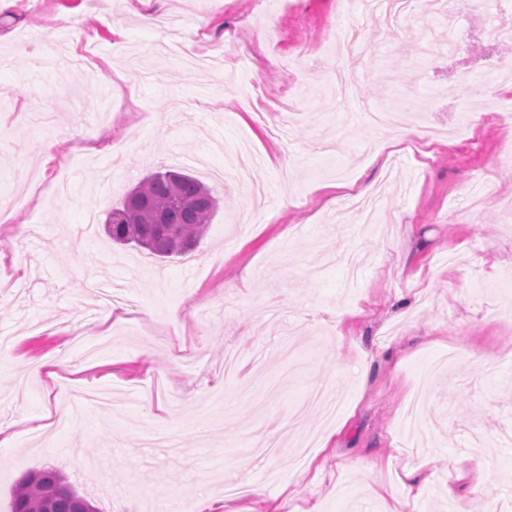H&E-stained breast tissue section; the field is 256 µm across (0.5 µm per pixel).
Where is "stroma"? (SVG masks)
I'll list each match as a JSON object with an SVG mask.
<instances>
[{
	"mask_svg": "<svg viewBox=\"0 0 512 512\" xmlns=\"http://www.w3.org/2000/svg\"><path fill=\"white\" fill-rule=\"evenodd\" d=\"M482 2L451 24L428 0L391 23L377 0L341 19L336 0H153L188 49L249 47L251 69L217 75L162 57L168 35L141 25L140 0L107 16L96 0H0V421L58 405L51 380L18 388L35 362L113 402L0 445V512L43 468L99 512H164L173 496L224 512L225 476L252 487L270 469L279 482L236 512H382L411 470L417 512H512V132L497 119L512 90L494 71L512 53L492 34L512 0ZM351 27L367 54H336ZM449 29L453 54L438 49ZM405 101L423 138L368 124ZM203 127L260 158L266 205L217 186L188 254L113 244L98 226L144 176L224 167ZM483 171L491 187L462 213ZM101 283L133 300L121 319L105 320ZM272 438L278 456H250ZM457 463L479 469L482 497Z\"/></svg>",
	"mask_w": 512,
	"mask_h": 512,
	"instance_id": "stroma-1",
	"label": "stroma"
}]
</instances>
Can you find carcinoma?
<instances>
[{
    "label": "carcinoma",
    "instance_id": "carcinoma-1",
    "mask_svg": "<svg viewBox=\"0 0 512 512\" xmlns=\"http://www.w3.org/2000/svg\"><path fill=\"white\" fill-rule=\"evenodd\" d=\"M218 208L211 189L188 173L166 170L146 176L120 207L106 213L104 229L112 241L134 244L159 258L179 256L205 236ZM57 491L54 512H79L86 498L57 470L33 471L14 493L12 512H44L47 494Z\"/></svg>",
    "mask_w": 512,
    "mask_h": 512
}]
</instances>
